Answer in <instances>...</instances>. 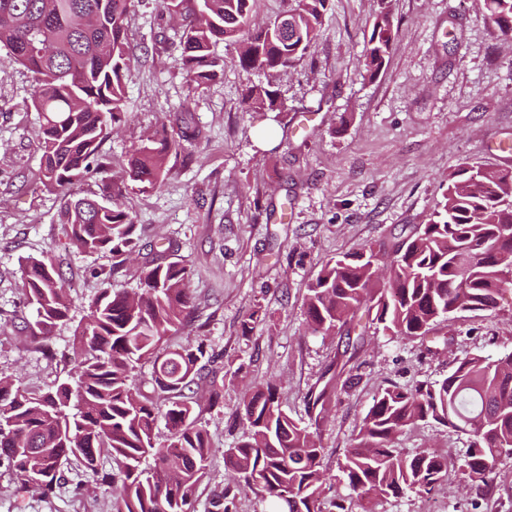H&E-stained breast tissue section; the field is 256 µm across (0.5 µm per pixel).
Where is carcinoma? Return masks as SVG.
Wrapping results in <instances>:
<instances>
[{"mask_svg":"<svg viewBox=\"0 0 512 512\" xmlns=\"http://www.w3.org/2000/svg\"><path fill=\"white\" fill-rule=\"evenodd\" d=\"M256 0H162L182 15L180 64L189 85L201 89L224 71L212 52L220 42L242 45L236 66L269 80L244 97L246 109L281 112L272 77L309 52L328 0H295L288 11L253 32ZM500 35L512 40V0H483ZM131 0H0V46L33 78L39 114L43 187L62 200L66 245L78 253L112 255V268L94 272L97 294L74 332L76 365L45 391L26 388L0 371V467L15 476V491L52 495L61 464L74 460L99 472L101 454L119 462L102 483L120 484L114 512H193L192 500L207 473L213 448L199 424L192 386L202 378L207 345L162 348L195 310L190 270L181 261L154 258L137 287H112V275L141 250L134 216L120 203L122 186L160 187L171 174L170 155L199 138L185 114L174 133L148 136L129 150L126 167L110 173L103 142L125 116L123 103L134 49L128 40ZM395 39L390 0L380 10L363 50L365 76H379ZM99 175L98 198H76L74 187ZM372 247L326 262L307 288L311 331L331 336L361 321L404 338L429 335L462 312L496 308L512 288V171L462 168L426 224L393 245L387 279ZM22 311L27 345L44 353L53 331L69 318L72 299L54 258L21 260ZM153 361V390L132 379ZM245 438L224 449V465L260 494L269 512H320L327 473L314 435L285 413L273 384L249 386L242 399ZM433 421L469 435L463 472L472 486H489L497 461L512 457V353L462 359L445 379L411 388H382L361 420L339 472L361 500L427 492L448 474L447 458L432 449L410 455L396 436ZM167 430L160 436L159 425Z\"/></svg>","mask_w":512,"mask_h":512,"instance_id":"cac0c4a2","label":"carcinoma"}]
</instances>
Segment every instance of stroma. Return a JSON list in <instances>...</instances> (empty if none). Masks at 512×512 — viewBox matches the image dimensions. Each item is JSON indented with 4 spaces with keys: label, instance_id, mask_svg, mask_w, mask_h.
I'll return each mask as SVG.
<instances>
[{
    "label": "stroma",
    "instance_id": "obj_1",
    "mask_svg": "<svg viewBox=\"0 0 512 512\" xmlns=\"http://www.w3.org/2000/svg\"><path fill=\"white\" fill-rule=\"evenodd\" d=\"M378 0H329L309 54L275 79L286 109L248 112L241 100L262 81L234 64L236 45L217 44L224 73L192 90L180 66L179 30L161 0H134L129 40L136 60L127 84L125 120L101 150L120 171L134 144L173 115L189 112L201 131L187 141L157 189L123 190L143 242L191 270L194 322L169 336L170 346L204 340L223 375L243 363L244 381H225L224 399L209 405L197 391L199 422L214 454L193 498L194 512H212L237 478L223 451L242 436L238 414L245 384L274 383L283 410L307 427L322 448L331 486L321 512L360 502L337 477L338 462L374 396L389 383L412 387L443 380L467 356L512 352V288L492 311L465 312L424 338L369 330L356 353L344 334L311 333L307 286L331 258L390 241L403 227L427 223L451 173L464 165L512 169V42L503 40L479 0H391L394 50L381 74L368 79L363 46ZM31 74L0 49V369L40 391L66 377L69 363L31 349L13 314L19 262L52 254L71 286V319L53 342L69 348L100 282L107 254L65 248L62 201L38 180L39 116ZM272 138H264V131ZM262 310L249 336L241 323ZM334 382L323 412L309 397ZM408 453L435 448L450 463L434 493L404 491L378 498L374 512H512V458H502L488 492L471 490L461 465L467 434L421 422L396 441ZM119 486L70 463L50 497L16 495L0 469V512H113Z\"/></svg>",
    "mask_w": 512,
    "mask_h": 512
}]
</instances>
